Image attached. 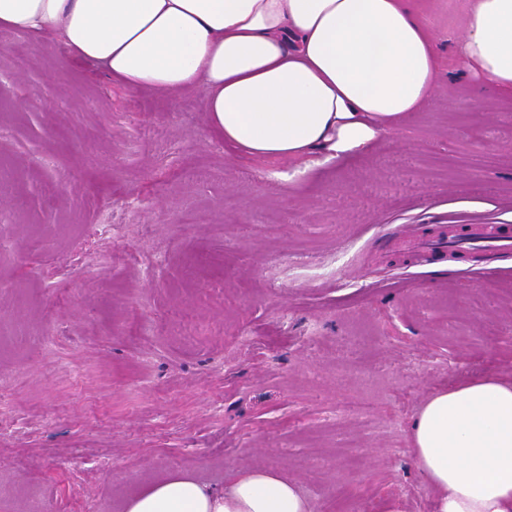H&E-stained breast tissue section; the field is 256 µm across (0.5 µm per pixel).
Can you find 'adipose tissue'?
Segmentation results:
<instances>
[{
	"label": "adipose tissue",
	"instance_id": "1",
	"mask_svg": "<svg viewBox=\"0 0 512 512\" xmlns=\"http://www.w3.org/2000/svg\"><path fill=\"white\" fill-rule=\"evenodd\" d=\"M453 57L512 93V0H465ZM0 30L65 44L134 90H207L225 145L304 169L365 152L432 97L435 38L411 0H0ZM409 453L435 512H512V380L477 377L426 399ZM124 512H313L272 468L214 488L172 472Z\"/></svg>",
	"mask_w": 512,
	"mask_h": 512
}]
</instances>
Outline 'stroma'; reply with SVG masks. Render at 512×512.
Segmentation results:
<instances>
[{
  "mask_svg": "<svg viewBox=\"0 0 512 512\" xmlns=\"http://www.w3.org/2000/svg\"><path fill=\"white\" fill-rule=\"evenodd\" d=\"M442 74L365 156L233 152L206 93L132 91L58 43L0 49V512H123L174 470H282L314 512H431L425 399L512 378V252L407 238L512 225V95L450 62L463 0H417ZM110 230L97 234L93 225Z\"/></svg>",
  "mask_w": 512,
  "mask_h": 512,
  "instance_id": "35a3bbf8",
  "label": "stroma"
}]
</instances>
